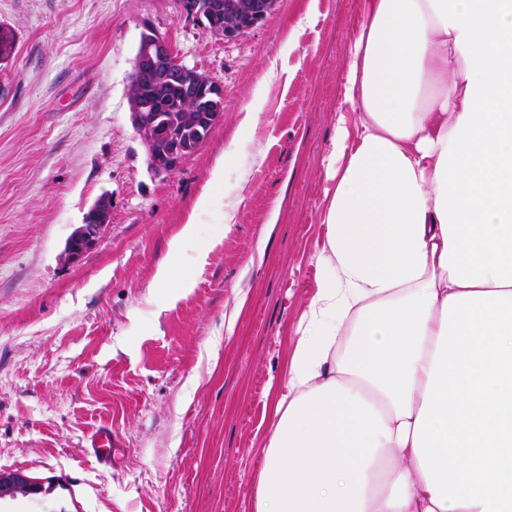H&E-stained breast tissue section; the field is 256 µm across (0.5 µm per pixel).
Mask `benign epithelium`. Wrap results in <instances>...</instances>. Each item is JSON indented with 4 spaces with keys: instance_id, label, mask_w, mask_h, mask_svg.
I'll return each instance as SVG.
<instances>
[{
    "instance_id": "7a95c632",
    "label": "benign epithelium",
    "mask_w": 512,
    "mask_h": 512,
    "mask_svg": "<svg viewBox=\"0 0 512 512\" xmlns=\"http://www.w3.org/2000/svg\"><path fill=\"white\" fill-rule=\"evenodd\" d=\"M277 0H197L191 16L195 19L212 18L224 14V25H213L208 31L221 34L226 41H234L247 35L262 23L274 10ZM173 55L169 43L153 31L143 34L136 53L131 81H136L137 71L145 64H162ZM186 76L184 91L187 98L194 97L196 89L206 86L214 97L224 96V87L218 82L198 74V71L182 66ZM224 118L222 112H208L204 116L205 129L192 133L183 128L167 124L163 114L156 111L150 102L132 103L131 121L141 132L150 170L156 174L169 175L178 170L185 158L197 151L210 135L212 129ZM110 203L106 198L98 200L86 214L84 224L77 227L68 238L64 254L68 261L77 263L98 242L103 224L109 217Z\"/></svg>"
}]
</instances>
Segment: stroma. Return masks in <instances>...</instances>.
Returning <instances> with one entry per match:
<instances>
[{
  "instance_id": "stroma-1",
  "label": "stroma",
  "mask_w": 512,
  "mask_h": 512,
  "mask_svg": "<svg viewBox=\"0 0 512 512\" xmlns=\"http://www.w3.org/2000/svg\"><path fill=\"white\" fill-rule=\"evenodd\" d=\"M364 9L278 0L228 42L179 0H0L15 36L0 66V469L55 486L0 512H249L265 394L316 287L326 165ZM149 29L224 87L223 121L169 176L149 169L130 120ZM233 140L242 151L228 153ZM102 196L109 223L67 261ZM190 222L206 257L171 302L156 273ZM103 427L120 441L109 466L90 450Z\"/></svg>"
}]
</instances>
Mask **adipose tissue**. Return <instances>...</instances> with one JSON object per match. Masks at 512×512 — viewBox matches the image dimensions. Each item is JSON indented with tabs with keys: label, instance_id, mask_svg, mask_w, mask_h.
Wrapping results in <instances>:
<instances>
[{
	"label": "adipose tissue",
	"instance_id": "obj_1",
	"mask_svg": "<svg viewBox=\"0 0 512 512\" xmlns=\"http://www.w3.org/2000/svg\"><path fill=\"white\" fill-rule=\"evenodd\" d=\"M341 109L251 512H512V0H367Z\"/></svg>",
	"mask_w": 512,
	"mask_h": 512
}]
</instances>
